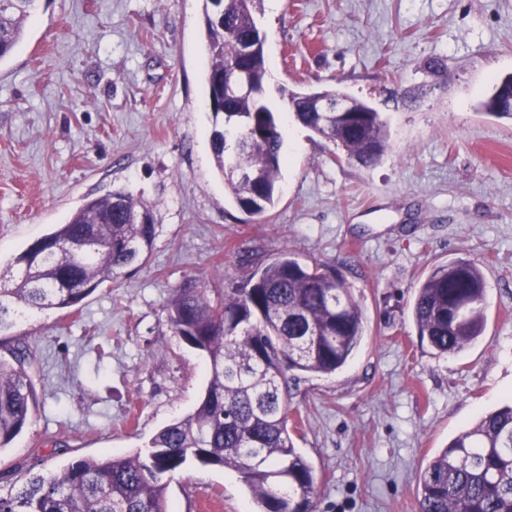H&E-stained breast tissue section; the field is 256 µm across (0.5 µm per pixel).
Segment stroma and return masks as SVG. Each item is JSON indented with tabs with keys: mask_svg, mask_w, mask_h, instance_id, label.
<instances>
[{
	"mask_svg": "<svg viewBox=\"0 0 512 512\" xmlns=\"http://www.w3.org/2000/svg\"><path fill=\"white\" fill-rule=\"evenodd\" d=\"M257 23L274 109L283 91L337 84L389 130L365 166L283 122L280 196L257 219L214 167L203 0H36L0 60V259L112 191L157 225L116 282L16 315L37 406L0 452L1 492L76 458L133 454L192 413L205 359L166 321L173 288L239 286L252 257L284 250L341 274L364 323L340 371L288 383L317 512H419L420 470L512 397V118L478 109L512 73V0H263ZM454 258L484 273L486 325L440 356L417 334L414 287ZM167 497L171 512L255 508L236 472L197 464Z\"/></svg>",
	"mask_w": 512,
	"mask_h": 512,
	"instance_id": "35a3bbf8",
	"label": "stroma"
}]
</instances>
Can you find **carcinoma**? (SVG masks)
Listing matches in <instances>:
<instances>
[{
  "label": "carcinoma",
  "instance_id": "obj_1",
  "mask_svg": "<svg viewBox=\"0 0 512 512\" xmlns=\"http://www.w3.org/2000/svg\"><path fill=\"white\" fill-rule=\"evenodd\" d=\"M34 0L0 5V60L23 37ZM206 83L212 114L211 148L233 203L262 217L276 200L282 138L277 113L249 87L266 80L265 48L242 62L240 89L228 101L218 78L240 60L252 39L261 0H204ZM325 97H343L353 111L334 118L317 111ZM484 109L512 117V75L499 81ZM289 113L363 165L381 158L387 124L366 102L340 87L288 94ZM247 167L241 181L225 166ZM142 209L114 191L87 199L67 223L30 244L0 271V334L20 309L72 308L151 251L156 225L136 224ZM84 241L74 253L70 246ZM486 284L479 266L455 259L415 287L417 335L439 355L458 354L482 336ZM166 319L173 333L206 359L208 385L196 409L163 428L128 456L79 458L59 472L34 474L0 495V512H169L167 477L190 462L239 474L256 512H315L313 468L288 431V378L328 376L353 356L364 336L360 308L342 276L301 263L290 251L257 266L240 288L199 287L192 279L172 290ZM0 450L31 422L36 395L26 347L0 338ZM420 512H512V403L478 417L419 474Z\"/></svg>",
  "mask_w": 512,
  "mask_h": 512
}]
</instances>
